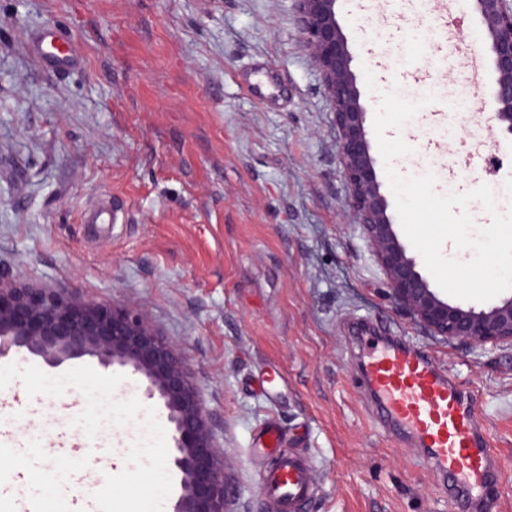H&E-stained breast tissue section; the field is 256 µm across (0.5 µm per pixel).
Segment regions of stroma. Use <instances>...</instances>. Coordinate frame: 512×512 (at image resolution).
Here are the masks:
<instances>
[{"instance_id":"1","label":"stroma","mask_w":512,"mask_h":512,"mask_svg":"<svg viewBox=\"0 0 512 512\" xmlns=\"http://www.w3.org/2000/svg\"><path fill=\"white\" fill-rule=\"evenodd\" d=\"M350 2L336 15L367 109L396 82L411 100L437 95L402 128L414 152L398 170L433 172L441 194L512 185L490 117L453 109L475 95L474 9ZM49 25L72 38L75 68L33 59ZM414 30L429 46L409 69ZM337 151L294 0H0V273L149 314L215 413L231 512H271L255 451L269 422L310 460L309 512H462L375 418L357 369L368 323L469 387L500 459L494 512H512V347H462L393 308L346 208ZM493 155L504 160L494 173ZM97 202L111 223H85ZM17 363L0 381V512L35 500L21 453L33 427L40 470L82 477L106 512H171L166 413L140 375L91 356L0 358Z\"/></svg>"}]
</instances>
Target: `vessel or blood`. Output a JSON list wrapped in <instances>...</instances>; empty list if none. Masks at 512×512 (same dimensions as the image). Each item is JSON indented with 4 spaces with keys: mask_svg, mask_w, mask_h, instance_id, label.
<instances>
[{
    "mask_svg": "<svg viewBox=\"0 0 512 512\" xmlns=\"http://www.w3.org/2000/svg\"><path fill=\"white\" fill-rule=\"evenodd\" d=\"M31 52L55 72L77 62L69 39L51 26L37 34ZM362 376L396 434L423 448L430 469L445 476L450 488L490 512L489 490L499 470L468 388L442 375L432 359L396 343L369 344ZM314 490L310 465L295 451L274 457L261 475V495L274 512H303Z\"/></svg>",
    "mask_w": 512,
    "mask_h": 512,
    "instance_id": "obj_1",
    "label": "vessel or blood"
}]
</instances>
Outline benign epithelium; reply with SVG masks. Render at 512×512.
I'll return each instance as SVG.
<instances>
[{"label":"benign epithelium","mask_w":512,"mask_h":512,"mask_svg":"<svg viewBox=\"0 0 512 512\" xmlns=\"http://www.w3.org/2000/svg\"><path fill=\"white\" fill-rule=\"evenodd\" d=\"M488 36L493 127L512 137V0H474ZM303 42L320 71L338 137L346 205L388 283V297L431 335L450 342L512 346V292L486 308L453 303L408 254L389 215L366 136L367 107L341 26L336 0H295ZM51 366L89 355L105 367L130 368L146 381L145 397L161 401L171 424L169 464L181 475L173 512H229L224 450L213 413L190 377L185 357L146 312L77 298L64 286L34 287L0 276V358L21 350Z\"/></svg>","instance_id":"obj_1"}]
</instances>
